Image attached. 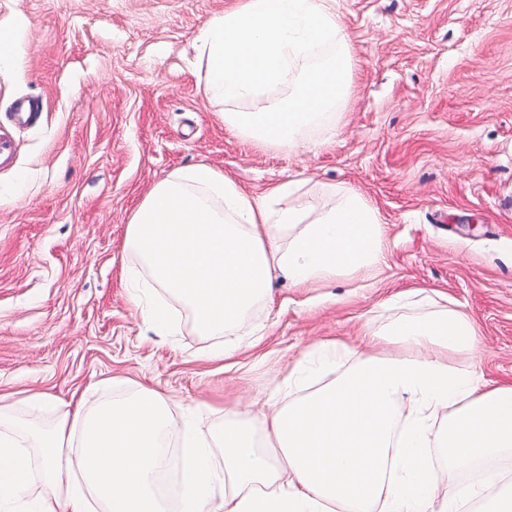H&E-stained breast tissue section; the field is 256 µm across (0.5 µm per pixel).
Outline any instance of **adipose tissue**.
I'll return each mask as SVG.
<instances>
[{"instance_id": "adipose-tissue-1", "label": "adipose tissue", "mask_w": 512, "mask_h": 512, "mask_svg": "<svg viewBox=\"0 0 512 512\" xmlns=\"http://www.w3.org/2000/svg\"><path fill=\"white\" fill-rule=\"evenodd\" d=\"M197 40L206 91L223 99L224 126L257 144L301 148L351 87L352 49L336 0H236ZM302 75L279 102L266 98L290 69ZM302 180L255 194L207 164L151 186L132 212L124 250L137 262L128 286L145 319L171 322V302L202 336L241 335L275 276L297 288L335 282L385 262L384 225L354 189L317 210ZM167 298L154 296V289ZM476 328L441 309L350 341H322L288 367L280 388L315 366L344 372L288 404L270 397L260 418L224 405L204 445L166 396L138 386L86 407L76 401L47 430L0 403V512L31 497V512H167L159 474L177 472L181 512H512V481L493 460L512 456V382H488L452 355L472 352ZM186 453L168 450L169 438ZM481 467L477 482L461 469ZM231 495H217L224 480Z\"/></svg>"}]
</instances>
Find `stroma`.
Listing matches in <instances>:
<instances>
[{
    "label": "stroma",
    "mask_w": 512,
    "mask_h": 512,
    "mask_svg": "<svg viewBox=\"0 0 512 512\" xmlns=\"http://www.w3.org/2000/svg\"><path fill=\"white\" fill-rule=\"evenodd\" d=\"M228 3L0 0V31L18 38L0 126L15 101L39 112L0 169V396L52 394L48 429L77 398L151 386L205 438L204 405L261 410L314 342L440 306L481 339L457 366L512 380V0H337L350 94L301 151L231 134L204 91L196 37ZM200 162L252 192L306 178L318 208L332 188L361 192L385 222V264L326 288L275 279L243 336L198 335L178 304L154 329L126 287L127 223L153 184Z\"/></svg>",
    "instance_id": "obj_1"
}]
</instances>
